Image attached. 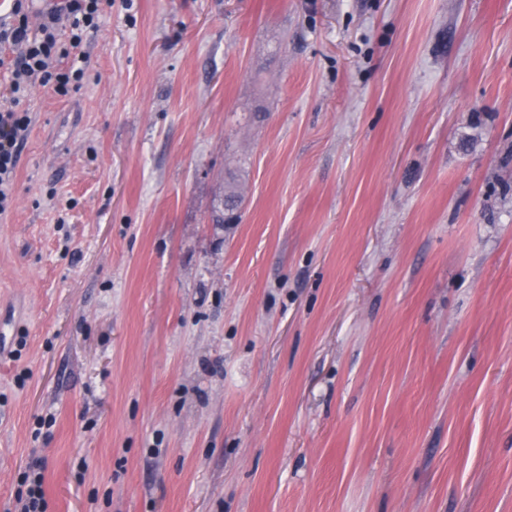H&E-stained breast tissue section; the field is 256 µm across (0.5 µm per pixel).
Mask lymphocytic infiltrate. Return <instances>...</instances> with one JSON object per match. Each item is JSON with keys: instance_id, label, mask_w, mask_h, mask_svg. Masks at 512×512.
I'll return each instance as SVG.
<instances>
[{"instance_id": "1", "label": "lymphocytic infiltrate", "mask_w": 512, "mask_h": 512, "mask_svg": "<svg viewBox=\"0 0 512 512\" xmlns=\"http://www.w3.org/2000/svg\"><path fill=\"white\" fill-rule=\"evenodd\" d=\"M101 0H57L40 16L38 27L29 22V0H12L8 23L0 25V45L11 47V60L0 58V67L8 70V83L0 93V215L13 203L16 168L20 148L28 136L32 117L27 101L36 88L49 87L61 96L70 85L81 82L85 71L58 69L59 59L77 49L89 31L103 18ZM70 30L69 43L58 39L60 25Z\"/></svg>"}]
</instances>
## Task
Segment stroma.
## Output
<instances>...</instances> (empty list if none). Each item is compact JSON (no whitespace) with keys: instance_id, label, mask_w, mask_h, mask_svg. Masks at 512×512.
Instances as JSON below:
<instances>
[{"instance_id":"obj_1","label":"stroma","mask_w":512,"mask_h":512,"mask_svg":"<svg viewBox=\"0 0 512 512\" xmlns=\"http://www.w3.org/2000/svg\"><path fill=\"white\" fill-rule=\"evenodd\" d=\"M104 9L0 218V512H512V0ZM32 485L27 491L25 500L19 498L18 501L22 503L20 512H43V490H42V477L40 474L36 475L32 480Z\"/></svg>"}]
</instances>
